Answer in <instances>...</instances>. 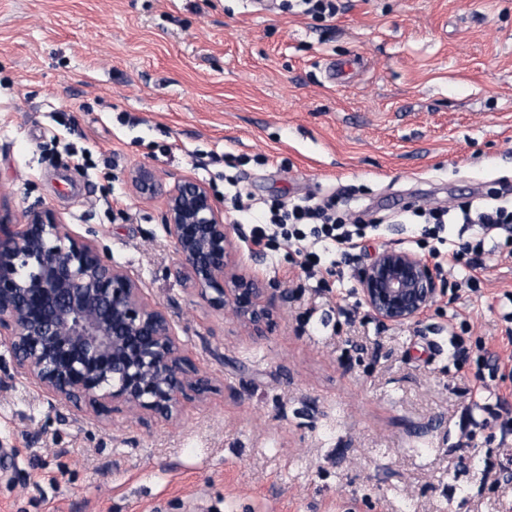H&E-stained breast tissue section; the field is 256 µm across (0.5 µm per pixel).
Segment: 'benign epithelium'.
Instances as JSON below:
<instances>
[{"label":"benign epithelium","mask_w":512,"mask_h":512,"mask_svg":"<svg viewBox=\"0 0 512 512\" xmlns=\"http://www.w3.org/2000/svg\"><path fill=\"white\" fill-rule=\"evenodd\" d=\"M129 180L141 196L156 189L151 169H134ZM163 222L197 295L266 333L287 291L234 271L232 225L209 188L179 181ZM356 281L367 315L384 327L418 322L442 292L428 261L393 246L361 265ZM0 341L18 375L97 418L117 405L171 417L186 391L201 397L209 389L138 282L50 209L28 212L22 224L0 217Z\"/></svg>","instance_id":"7a95c632"}]
</instances>
